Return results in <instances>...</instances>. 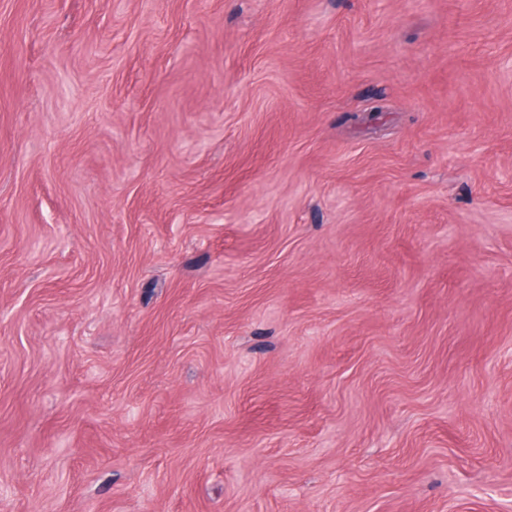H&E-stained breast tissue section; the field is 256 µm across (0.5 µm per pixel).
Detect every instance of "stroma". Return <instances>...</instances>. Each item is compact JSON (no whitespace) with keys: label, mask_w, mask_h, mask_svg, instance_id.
<instances>
[{"label":"stroma","mask_w":512,"mask_h":512,"mask_svg":"<svg viewBox=\"0 0 512 512\" xmlns=\"http://www.w3.org/2000/svg\"><path fill=\"white\" fill-rule=\"evenodd\" d=\"M512 0H0V512H507Z\"/></svg>","instance_id":"35a3bbf8"}]
</instances>
